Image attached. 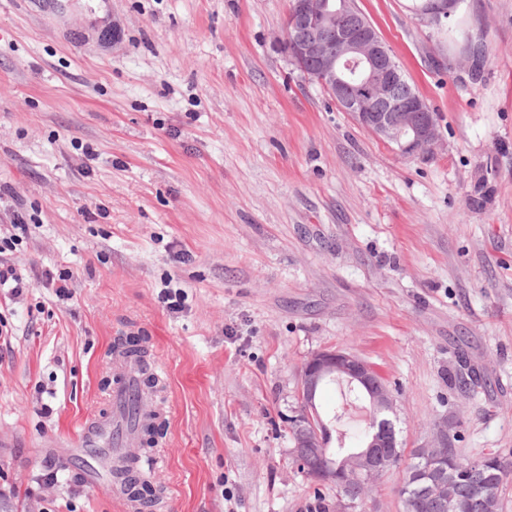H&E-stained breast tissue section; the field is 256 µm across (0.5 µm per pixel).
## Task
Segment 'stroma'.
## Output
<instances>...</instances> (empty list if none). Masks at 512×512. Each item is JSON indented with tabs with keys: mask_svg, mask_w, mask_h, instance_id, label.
Masks as SVG:
<instances>
[{
	"mask_svg": "<svg viewBox=\"0 0 512 512\" xmlns=\"http://www.w3.org/2000/svg\"><path fill=\"white\" fill-rule=\"evenodd\" d=\"M355 5L436 112L432 153L289 65L288 0H0V233L29 219L5 255L28 288H0V512H118L111 445L79 438L129 336L159 379L139 512H336L286 422L324 348L382 377L404 450L512 459V0L440 26ZM402 477L353 512H402Z\"/></svg>",
	"mask_w": 512,
	"mask_h": 512,
	"instance_id": "35a3bbf8",
	"label": "stroma"
}]
</instances>
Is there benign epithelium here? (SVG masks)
<instances>
[{"label": "benign epithelium", "instance_id": "7a95c632", "mask_svg": "<svg viewBox=\"0 0 512 512\" xmlns=\"http://www.w3.org/2000/svg\"><path fill=\"white\" fill-rule=\"evenodd\" d=\"M353 11L352 0H289L283 21V51L289 64L301 73L314 65L313 78L358 124L390 143L403 156L431 152L438 143V126L423 100L415 95L395 96L405 82L390 49L364 19L354 26L338 23ZM347 382L363 392L368 438L362 449L344 456L343 470L328 465L313 473L322 483L346 480L362 471H383L397 447L392 426L379 424L394 409L391 391L362 359L342 349H323L306 361L300 397L314 404L317 389L326 381ZM303 448L325 452L328 425L316 409L307 413Z\"/></svg>", "mask_w": 512, "mask_h": 512}]
</instances>
